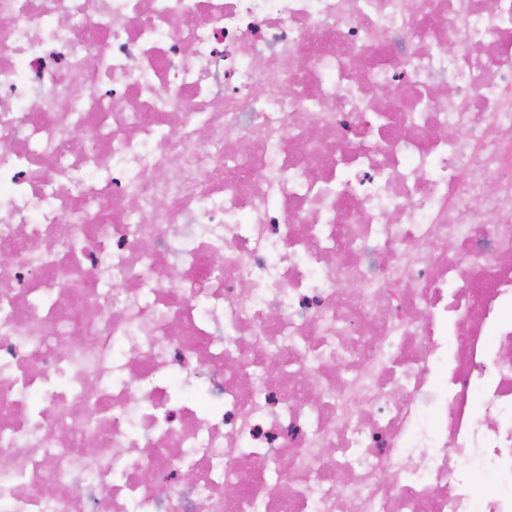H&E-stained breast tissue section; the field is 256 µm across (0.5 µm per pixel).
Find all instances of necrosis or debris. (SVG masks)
I'll return each instance as SVG.
<instances>
[{"mask_svg":"<svg viewBox=\"0 0 512 512\" xmlns=\"http://www.w3.org/2000/svg\"><path fill=\"white\" fill-rule=\"evenodd\" d=\"M1 17L0 512H512V0Z\"/></svg>","mask_w":512,"mask_h":512,"instance_id":"1","label":"necrosis or debris"}]
</instances>
